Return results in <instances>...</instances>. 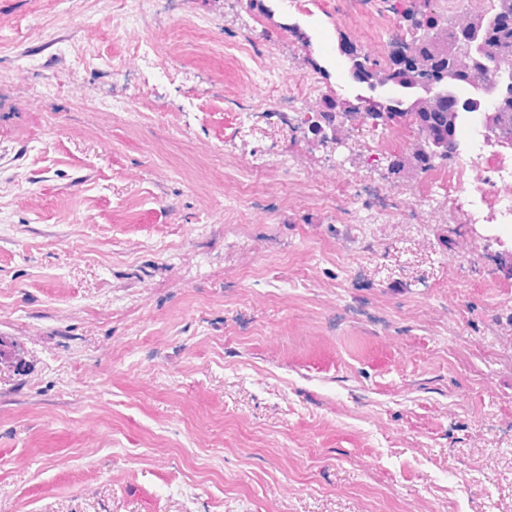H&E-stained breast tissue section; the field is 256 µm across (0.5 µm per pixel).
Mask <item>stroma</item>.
<instances>
[{
	"label": "stroma",
	"mask_w": 512,
	"mask_h": 512,
	"mask_svg": "<svg viewBox=\"0 0 512 512\" xmlns=\"http://www.w3.org/2000/svg\"><path fill=\"white\" fill-rule=\"evenodd\" d=\"M412 2L0 0V512H512V226L305 122Z\"/></svg>",
	"instance_id": "stroma-1"
}]
</instances>
